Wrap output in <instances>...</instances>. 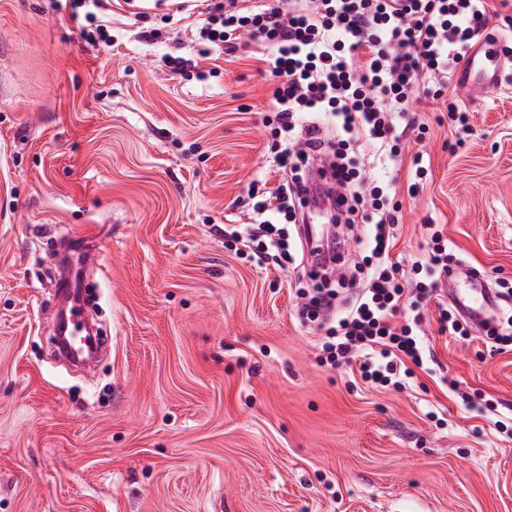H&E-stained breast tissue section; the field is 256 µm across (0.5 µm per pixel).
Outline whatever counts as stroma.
Returning a JSON list of instances; mask_svg holds the SVG:
<instances>
[{
  "mask_svg": "<svg viewBox=\"0 0 512 512\" xmlns=\"http://www.w3.org/2000/svg\"><path fill=\"white\" fill-rule=\"evenodd\" d=\"M162 14L113 6L93 47L53 0H0V512H512V435L477 410L512 407V350L437 323L470 271L512 284V65L458 89L469 126L417 105L429 175H397L392 255H424L442 225L456 277L425 310L435 373L374 387L317 360L297 307L318 273L248 261L218 231L280 180L270 76L247 44L200 54L197 19ZM83 224L106 257L87 275L104 328L88 375L51 355L41 311Z\"/></svg>",
  "mask_w": 512,
  "mask_h": 512,
  "instance_id": "1",
  "label": "stroma"
}]
</instances>
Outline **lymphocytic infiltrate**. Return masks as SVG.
<instances>
[{"label":"lymphocytic infiltrate","instance_id":"1","mask_svg":"<svg viewBox=\"0 0 512 512\" xmlns=\"http://www.w3.org/2000/svg\"><path fill=\"white\" fill-rule=\"evenodd\" d=\"M71 18H84L83 39L109 44L102 19L104 0H57ZM490 0H214L199 28L210 47L234 50L249 36L255 55L275 82L267 109L273 112L271 149L283 172L274 190L252 188V224L225 225V239L261 251L280 268L295 258L278 220L304 223L302 193L316 159L327 162L339 217L369 227L359 280L320 288L302 302V321L325 318L316 347L322 363L355 364L363 381L384 387L410 385L423 367L422 301L436 292L450 270L448 240L429 225L425 256L393 259L401 203L395 183L374 186L363 178L357 150L371 147L372 161L392 169L403 162L404 139L423 140L427 128L413 108L422 97L444 100L450 121L469 115L451 84L472 45L490 21ZM336 128V140L321 138L316 115ZM412 316L397 321L403 306Z\"/></svg>","mask_w":512,"mask_h":512}]
</instances>
